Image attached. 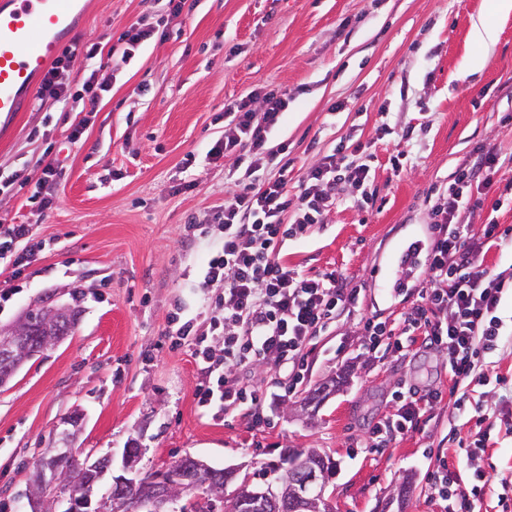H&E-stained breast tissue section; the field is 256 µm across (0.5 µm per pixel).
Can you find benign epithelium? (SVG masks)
Returning <instances> with one entry per match:
<instances>
[{
    "mask_svg": "<svg viewBox=\"0 0 512 512\" xmlns=\"http://www.w3.org/2000/svg\"><path fill=\"white\" fill-rule=\"evenodd\" d=\"M72 316L68 305L54 304L24 312L13 323L1 325L0 388L28 361L60 343L64 335L58 322ZM63 425L55 446L36 465L35 490L30 498L32 512H109L117 504L127 512H174L175 491L188 487L202 488L224 499V483L200 460L191 469L176 466L145 472L141 467L145 449L139 447L124 449L117 468L109 454L89 455L73 465L72 441L82 428V416L69 415ZM325 479L318 467H304L284 483L263 491L246 486L239 494L243 499L263 496L270 504L286 503L295 512H309L324 495ZM103 484L108 487L107 495L99 494Z\"/></svg>",
    "mask_w": 512,
    "mask_h": 512,
    "instance_id": "7a95c632",
    "label": "benign epithelium"
}]
</instances>
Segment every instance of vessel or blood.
<instances>
[{"label": "vessel or blood", "instance_id": "vessel-or-blood-1", "mask_svg": "<svg viewBox=\"0 0 512 512\" xmlns=\"http://www.w3.org/2000/svg\"><path fill=\"white\" fill-rule=\"evenodd\" d=\"M86 16L84 0H0V118L24 111L36 80L57 59ZM416 247L388 260L380 284L415 260Z\"/></svg>", "mask_w": 512, "mask_h": 512}]
</instances>
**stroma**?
<instances>
[{
  "label": "stroma",
  "instance_id": "obj_1",
  "mask_svg": "<svg viewBox=\"0 0 512 512\" xmlns=\"http://www.w3.org/2000/svg\"><path fill=\"white\" fill-rule=\"evenodd\" d=\"M144 14L160 17L159 0H89L78 38L103 51L76 63L69 105L32 101L0 118V180L26 179L0 192V225L28 224L44 244L20 275L0 264V284L11 277L19 287L0 301V324L44 301L80 311L71 336L0 389V512H30L34 468L73 412L84 418L73 441L81 458L91 451L118 460L140 444L148 470L190 454L254 472L281 449L315 448L336 463L327 488L336 512H445L425 471L439 454L457 465L469 426L448 392L444 358L419 348L374 355L357 324L397 320L416 303L422 269L394 288L375 284L372 272L400 243L430 247L427 198L477 146L495 144L504 160L497 179L512 181V11L495 10L494 0H197L171 23L168 40L113 69V36ZM480 18L495 39H474ZM91 71L109 88L93 110L79 95ZM262 87L288 95L268 146L287 144L293 179L314 162L313 140L325 152L357 140L375 157V204L367 212L337 205L306 238L286 242L290 266L310 277L337 271L362 292L316 338L303 387L257 428L243 411L201 417L199 370L168 331L173 315L203 330L213 314L198 282L219 235L211 215L238 171L234 158L208 152L224 137L225 104ZM383 111L411 128L410 140L381 136ZM80 122L75 146L69 136ZM56 159L63 171L44 208L33 194L43 165ZM190 216L198 225L189 230ZM339 373L335 394L302 415L308 389ZM402 387L445 395L422 431L373 447L370 428ZM482 466L485 512H512V421L494 423ZM407 478L412 492L401 502L396 489Z\"/></svg>",
  "mask_w": 512,
  "mask_h": 512
}]
</instances>
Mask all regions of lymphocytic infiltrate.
<instances>
[{
	"mask_svg": "<svg viewBox=\"0 0 512 512\" xmlns=\"http://www.w3.org/2000/svg\"><path fill=\"white\" fill-rule=\"evenodd\" d=\"M167 36L166 22L140 19L119 34L111 51L122 66L143 43ZM101 51L97 43L65 51L41 79L36 99L67 105L76 57L90 60ZM287 108V94L262 88L231 102L224 110L228 119L224 138L209 151L215 160L233 156L247 163L232 197L212 214L221 235L199 281L209 305L219 313L204 332L194 320H176L172 336L176 345L195 356L203 374L195 390L196 405L203 416L214 420L244 409L255 425L267 424L266 408L282 388L293 390L303 384L314 338L351 310L359 295L358 288L349 286L336 271L308 277L291 268L282 248L286 241L302 238L312 226L325 223L338 201L355 207L368 202L372 157L361 143L339 144L311 166L292 194L288 147L283 144L276 151L280 154L276 173L256 178L259 161L273 152L267 146L268 136L281 124ZM475 153V160L455 171L430 208L435 237L418 302L401 314L397 326L374 318L357 324L371 353L400 354L419 342L445 355L456 408L475 412L459 466L449 468L440 457L429 472L430 489L449 502L448 512H477L486 493L481 461L501 408L496 403L470 406V389L505 382L504 377L489 375L487 365L502 336L501 302L512 295V266L498 270L485 264L490 250L512 247V225L492 219L476 227L466 214L473 186L491 187L500 170L496 147L480 146ZM37 252L30 225H0V259L14 270H21ZM216 346L222 359L213 357ZM264 364L273 365L277 374L266 386H254L246 372ZM441 399L436 389L422 395L396 392L390 410L373 425L372 437L385 448L420 432Z\"/></svg>",
	"mask_w": 512,
	"mask_h": 512,
	"instance_id": "1",
	"label": "lymphocytic infiltrate"
}]
</instances>
